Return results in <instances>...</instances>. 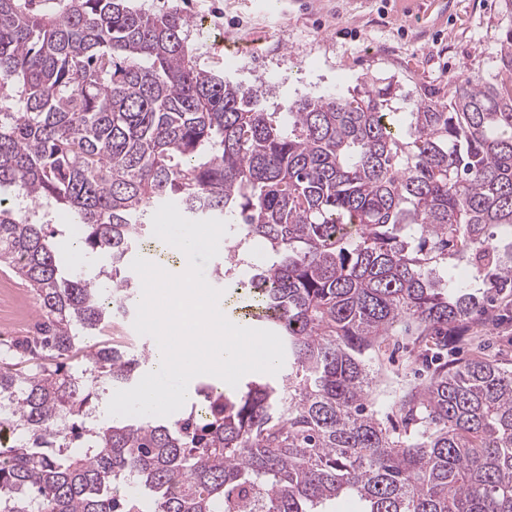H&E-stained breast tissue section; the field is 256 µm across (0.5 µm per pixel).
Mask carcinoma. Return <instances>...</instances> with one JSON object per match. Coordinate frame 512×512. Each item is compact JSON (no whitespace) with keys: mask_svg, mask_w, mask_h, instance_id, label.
<instances>
[{"mask_svg":"<svg viewBox=\"0 0 512 512\" xmlns=\"http://www.w3.org/2000/svg\"><path fill=\"white\" fill-rule=\"evenodd\" d=\"M190 17L129 0L40 15L0 0V261L39 302L38 336L0 356V512H512V370L458 360L448 330L512 294V89L479 78L413 100L393 82L305 93L268 112L197 64ZM235 235L224 277L277 333L288 381L197 389L174 418L94 419L100 392L149 360L87 346L125 314L126 263L152 247L153 206ZM110 269L73 276L51 215ZM266 253L243 281L247 246ZM395 336L424 384L372 409ZM81 358L79 371L67 368Z\"/></svg>","mask_w":512,"mask_h":512,"instance_id":"1","label":"carcinoma"}]
</instances>
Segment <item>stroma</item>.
Returning <instances> with one entry per match:
<instances>
[{
	"label": "stroma",
	"mask_w": 512,
	"mask_h": 512,
	"mask_svg": "<svg viewBox=\"0 0 512 512\" xmlns=\"http://www.w3.org/2000/svg\"><path fill=\"white\" fill-rule=\"evenodd\" d=\"M132 0L157 12L177 4L194 24L199 63L264 93L268 111H285L306 92H347L396 79L407 91L450 98L468 77L499 81L512 44V0ZM0 305V348L32 336L37 300L14 272ZM460 356L481 350L512 368V302L500 300L465 331L448 333ZM384 390L417 385L423 375L406 342L387 352Z\"/></svg>",
	"instance_id": "stroma-1"
}]
</instances>
